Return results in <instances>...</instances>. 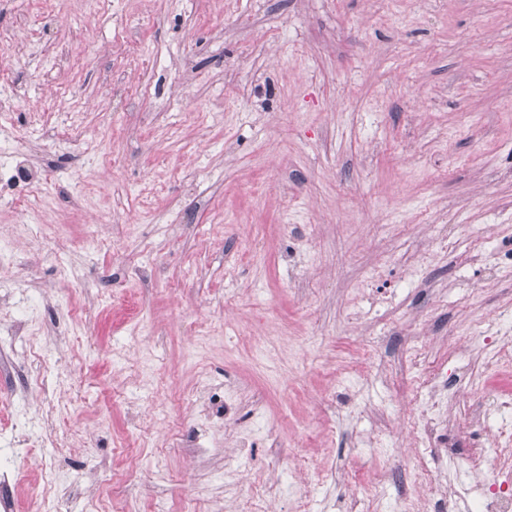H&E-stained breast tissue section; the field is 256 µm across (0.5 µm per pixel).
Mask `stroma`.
<instances>
[{
	"label": "stroma",
	"instance_id": "stroma-1",
	"mask_svg": "<svg viewBox=\"0 0 512 512\" xmlns=\"http://www.w3.org/2000/svg\"><path fill=\"white\" fill-rule=\"evenodd\" d=\"M10 288L42 299L0 398L49 378L66 447L0 512H402L467 451L512 337V0H0ZM84 172L82 180L71 177ZM369 362L343 379L353 353ZM462 375L422 447L426 368ZM232 413L182 439L207 392ZM49 483L41 501L31 484Z\"/></svg>",
	"mask_w": 512,
	"mask_h": 512
}]
</instances>
